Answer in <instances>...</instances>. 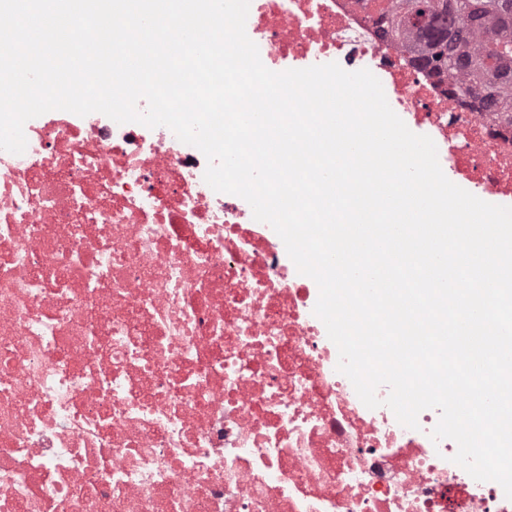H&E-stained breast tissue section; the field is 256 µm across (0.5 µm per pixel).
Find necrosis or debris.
<instances>
[{
  "label": "necrosis or debris",
  "mask_w": 512,
  "mask_h": 512,
  "mask_svg": "<svg viewBox=\"0 0 512 512\" xmlns=\"http://www.w3.org/2000/svg\"><path fill=\"white\" fill-rule=\"evenodd\" d=\"M359 0H250L270 70H370L450 181L512 201V119ZM0 150V512H512L423 410L367 408L279 235L167 127L55 110Z\"/></svg>",
  "instance_id": "obj_1"
}]
</instances>
